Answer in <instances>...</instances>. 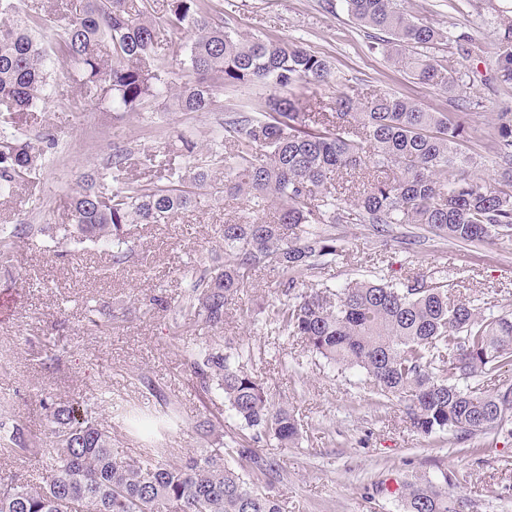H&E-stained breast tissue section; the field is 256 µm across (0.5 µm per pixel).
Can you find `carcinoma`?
<instances>
[{
	"label": "carcinoma",
	"instance_id": "carcinoma-1",
	"mask_svg": "<svg viewBox=\"0 0 512 512\" xmlns=\"http://www.w3.org/2000/svg\"><path fill=\"white\" fill-rule=\"evenodd\" d=\"M348 14L385 39L376 43L395 65L421 84L439 88L459 112H433L390 93L360 102L339 91L327 112L312 110L296 89L333 78L329 60L288 41L242 31L215 16L211 0H167L164 24L192 33L183 53L165 61L155 46L159 22L136 0H80L57 39L40 38L49 18L26 0H0V196L41 170L49 134L15 129L14 114L37 112L49 99V60L73 66L85 102L112 119L139 112L171 95L182 112H211L224 86L263 83L275 91L263 117L230 110L223 132L207 147L182 139L188 170L168 166L162 182L129 176L130 152L115 149L102 171L82 173L71 198L70 239L112 247V261L133 253L129 224H166L196 200V190L241 196L247 214L222 226V252L190 266L179 311L217 328L241 288L262 269L277 278V299L265 329L298 337L308 350L341 370L365 375L384 395L405 403L416 431L432 436L495 434L512 437V311L491 312L448 290V269L428 278L353 280L338 288H308L298 273L318 277L343 249L324 224H370L384 236L393 224H420L434 236L460 242L512 240V109L491 113V149L502 169L497 185L471 178L473 155L464 148L472 113L460 102V79L445 75L422 50L443 41L473 43L467 34L419 21L395 0H343ZM497 79L512 85V16L493 44ZM373 170L377 176L352 203L333 176ZM279 205L276 224L263 221ZM50 224L0 229V261L17 242L52 237ZM186 370L202 405L216 393L245 430L294 448L300 429L288 406L273 400L248 372L244 352H229L215 338L182 347ZM141 384L160 409L126 415L132 432L152 447L136 461L112 454L110 431L98 403L45 405L51 446L18 417L0 420L3 449L39 456L50 479L43 485L0 476V512H282L270 491L280 464L256 449L224 442L221 422L204 415L195 428L211 447L170 461L168 429L184 422L180 407L149 375ZM451 480L415 475L398 482L401 512H464L448 493Z\"/></svg>",
	"mask_w": 512,
	"mask_h": 512
}]
</instances>
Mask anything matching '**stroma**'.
Segmentation results:
<instances>
[{"label": "stroma", "instance_id": "obj_1", "mask_svg": "<svg viewBox=\"0 0 512 512\" xmlns=\"http://www.w3.org/2000/svg\"><path fill=\"white\" fill-rule=\"evenodd\" d=\"M398 3L436 28L475 37L471 50L444 42L428 54L444 73L462 77L464 95L478 103L466 150L477 159L474 175L495 183L498 168L486 115L512 106V87L495 80L490 43L502 13L512 11V0ZM213 6L240 28L300 43L328 59L335 79L317 91L315 103L331 102L349 86L362 99L388 92L434 112L451 109L446 94L417 83L372 49L369 30L348 16L342 0H213ZM270 95V87L259 83L227 87L219 91L215 111L194 113L159 98L116 122L97 106L81 103L70 68L57 63L46 108L17 119L29 134L51 133L55 146L32 184L0 197V226L69 227L68 204L78 175L105 167L113 149L130 150L131 176L149 181L165 143L183 134L206 148L220 134L227 109L256 116ZM245 212L242 197L200 190L196 203L170 223L128 225L135 255L120 265L107 248L89 242L40 235L19 242L7 265L0 266V411L41 430L46 402L97 399L111 427L113 453L136 458L141 447L124 429L121 416L133 405L153 407V397L139 382L145 373L165 385L187 420L170 430L171 447L180 455L193 452L203 445L190 426L202 404L181 349L218 337L225 345L248 350L249 371L276 401L287 404L299 425L298 447L281 448L268 439L257 445L260 454L280 462L273 491L282 512H396L390 492L398 477H436L444 471L454 495L467 499V512H512V440L479 434L464 444L471 455H463L453 435L416 432L403 403L381 395L359 373L328 366L299 338L284 344L257 330L253 319L277 290L273 272L256 273L229 306L221 327L174 321L185 271L217 247L224 223ZM330 232L346 256L322 274L327 284L398 279L410 271L428 275L445 265L453 295L496 312L512 310V240L460 243L426 234L418 224L392 225L385 237L368 224H335ZM156 295L164 298L165 307L150 304ZM59 339L66 350L54 365H42L40 349Z\"/></svg>", "mask_w": 512, "mask_h": 512}]
</instances>
